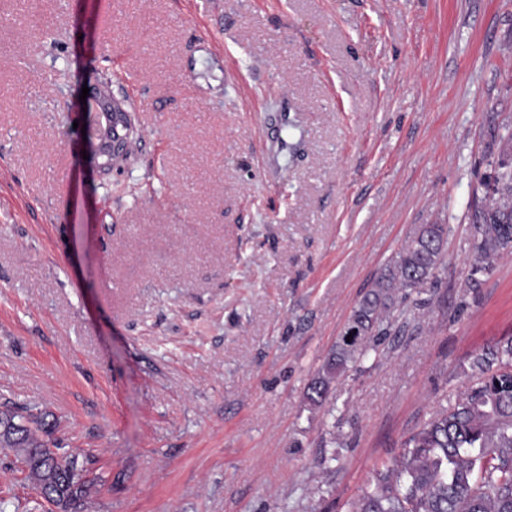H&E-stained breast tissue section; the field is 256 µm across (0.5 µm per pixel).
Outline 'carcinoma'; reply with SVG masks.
Instances as JSON below:
<instances>
[{
    "label": "carcinoma",
    "mask_w": 512,
    "mask_h": 512,
    "mask_svg": "<svg viewBox=\"0 0 512 512\" xmlns=\"http://www.w3.org/2000/svg\"><path fill=\"white\" fill-rule=\"evenodd\" d=\"M471 213V257L462 294L480 285L497 257L512 252V159L503 152ZM448 225L422 224L353 307L308 387L322 404L331 384L414 320L409 296L431 283L445 261ZM351 340H346L350 331ZM470 384L404 442L392 465L374 470L351 512H512V339L473 354ZM44 417L0 408V448L10 449L37 494L60 512H86L93 481L71 455L48 446Z\"/></svg>",
    "instance_id": "cac0c4a2"
}]
</instances>
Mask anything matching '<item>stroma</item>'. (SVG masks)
<instances>
[{
  "mask_svg": "<svg viewBox=\"0 0 512 512\" xmlns=\"http://www.w3.org/2000/svg\"><path fill=\"white\" fill-rule=\"evenodd\" d=\"M133 116L84 159L83 86ZM512 137V0H0V404L101 482L86 512H348L512 335V254L461 296ZM415 320L312 378L419 225ZM8 512H51L0 451ZM90 98L101 104L102 108L99 110V112H105L103 114L109 118L106 120L105 128L101 125V136L103 138L102 142L106 145L105 151L102 154L103 159L100 162L94 164V167L99 169V171H108L111 170L115 164L127 156L130 145V138L117 142H113L112 140L106 138V131L109 126L112 125V113L124 112L126 114L125 121L130 127L128 119L129 115L128 112H126L119 103L113 100L112 94L107 84H102L101 86L96 87L93 95Z\"/></svg>",
  "mask_w": 512,
  "mask_h": 512,
  "instance_id": "1",
  "label": "stroma"
}]
</instances>
